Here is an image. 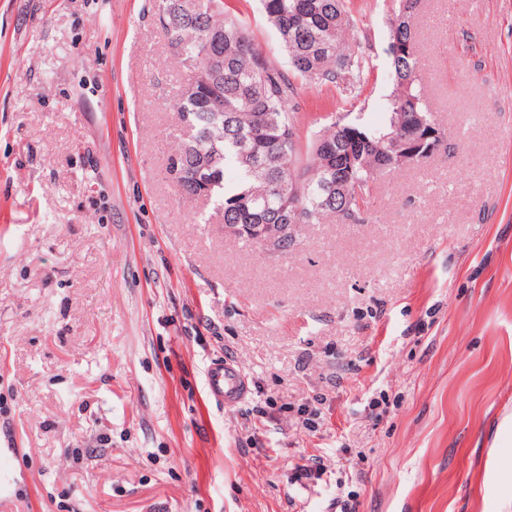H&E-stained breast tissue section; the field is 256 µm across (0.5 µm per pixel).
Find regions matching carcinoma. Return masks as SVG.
<instances>
[{"label":"carcinoma","mask_w":512,"mask_h":512,"mask_svg":"<svg viewBox=\"0 0 512 512\" xmlns=\"http://www.w3.org/2000/svg\"><path fill=\"white\" fill-rule=\"evenodd\" d=\"M157 2V24L186 74L170 101L180 124L171 132L177 147L167 173L179 195L199 197L203 185L195 174L216 154L220 163L206 173V184L224 225L288 223L290 185L297 188L293 205L302 224H321L330 215L345 224L350 212L353 223H367L366 197L395 155L392 135L429 112L418 75L420 0H396L388 21V41L402 51L389 57L383 122L373 127L334 115L306 137L295 105L298 85L352 94L363 84L366 60L349 47L355 0H258L280 61L257 46L224 0ZM213 92L224 97L219 114L209 106ZM347 124L361 133L353 144L340 131Z\"/></svg>","instance_id":"obj_1"}]
</instances>
